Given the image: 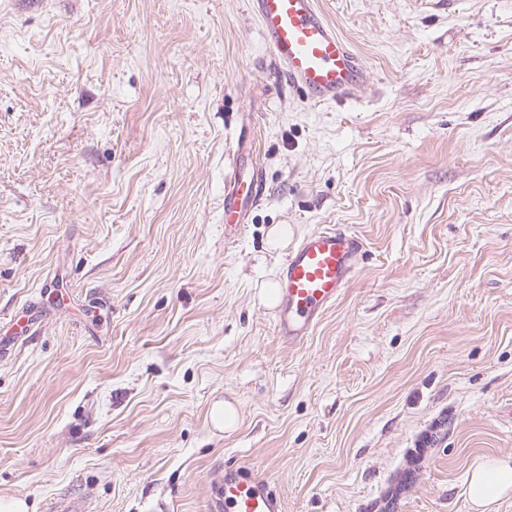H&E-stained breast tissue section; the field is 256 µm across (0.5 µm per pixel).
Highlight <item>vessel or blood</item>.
<instances>
[{
  "instance_id": "b4317fda",
  "label": "vessel or blood",
  "mask_w": 512,
  "mask_h": 512,
  "mask_svg": "<svg viewBox=\"0 0 512 512\" xmlns=\"http://www.w3.org/2000/svg\"><path fill=\"white\" fill-rule=\"evenodd\" d=\"M267 46L288 81L316 103L344 99L364 81V69L317 6V0H250ZM263 197L260 174L230 177L224 187V224L240 229ZM363 243L325 228L306 235L285 257L276 282L274 310L280 336L299 343L347 288ZM214 512H285L268 480L227 469L214 477Z\"/></svg>"
}]
</instances>
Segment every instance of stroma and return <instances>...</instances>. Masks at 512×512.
Segmentation results:
<instances>
[{
    "mask_svg": "<svg viewBox=\"0 0 512 512\" xmlns=\"http://www.w3.org/2000/svg\"><path fill=\"white\" fill-rule=\"evenodd\" d=\"M318 4L366 69L334 104L248 0H0V498L211 512L235 466L286 512H472L512 458V0ZM331 226L363 252L288 342L262 294ZM240 148L235 153V168L232 176L224 186V228L240 229L246 224L251 210L259 205L263 197L262 179L258 168L250 177L249 182H243L236 177V167ZM512 492V461L477 463L468 478V496L477 512H486L500 498Z\"/></svg>",
    "mask_w": 512,
    "mask_h": 512,
    "instance_id": "1",
    "label": "stroma"
}]
</instances>
